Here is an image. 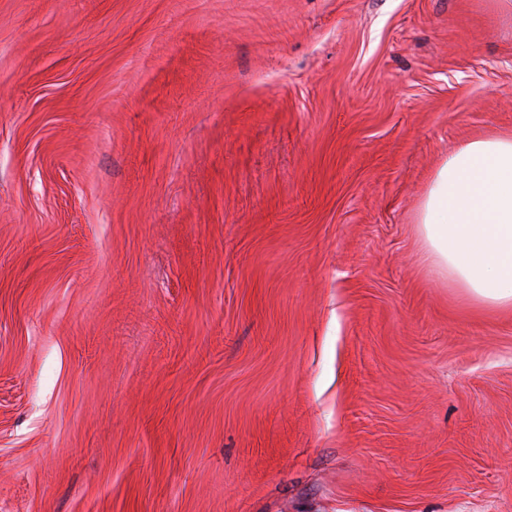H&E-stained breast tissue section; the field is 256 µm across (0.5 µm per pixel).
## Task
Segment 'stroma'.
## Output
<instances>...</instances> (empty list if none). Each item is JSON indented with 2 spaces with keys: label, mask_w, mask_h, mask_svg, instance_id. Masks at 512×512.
<instances>
[{
  "label": "stroma",
  "mask_w": 512,
  "mask_h": 512,
  "mask_svg": "<svg viewBox=\"0 0 512 512\" xmlns=\"http://www.w3.org/2000/svg\"><path fill=\"white\" fill-rule=\"evenodd\" d=\"M502 135L512 0H0V512H512ZM418 231L437 276L476 303L512 306V136L468 142L442 162Z\"/></svg>",
  "instance_id": "obj_1"
}]
</instances>
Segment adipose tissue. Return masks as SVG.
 I'll return each mask as SVG.
<instances>
[{
	"instance_id": "obj_1",
	"label": "adipose tissue",
	"mask_w": 512,
	"mask_h": 512,
	"mask_svg": "<svg viewBox=\"0 0 512 512\" xmlns=\"http://www.w3.org/2000/svg\"><path fill=\"white\" fill-rule=\"evenodd\" d=\"M418 231L437 276L476 303L512 306V136L468 142L442 162Z\"/></svg>"
}]
</instances>
